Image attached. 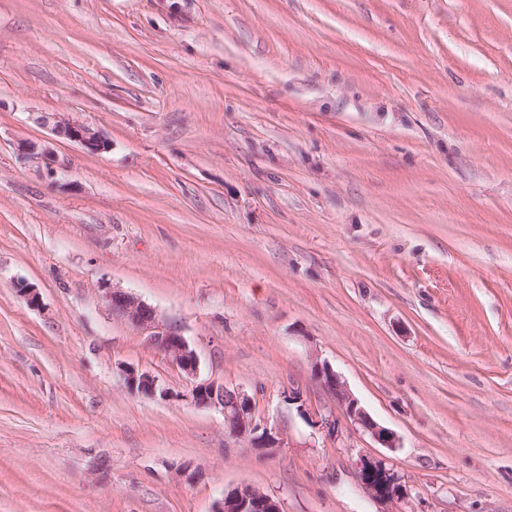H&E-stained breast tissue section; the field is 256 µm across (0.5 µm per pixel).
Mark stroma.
I'll return each mask as SVG.
<instances>
[{
	"instance_id": "1",
	"label": "stroma",
	"mask_w": 512,
	"mask_h": 512,
	"mask_svg": "<svg viewBox=\"0 0 512 512\" xmlns=\"http://www.w3.org/2000/svg\"><path fill=\"white\" fill-rule=\"evenodd\" d=\"M108 287L285 446L182 400ZM317 362L399 436L393 512H512V0H0V512H380ZM37 123L50 128L52 134L80 145L90 154H101L110 148V141L99 128L65 117L57 112H43ZM16 150L18 157L25 163H45L50 160L52 154V150L47 144H37L26 139L17 143ZM112 309L134 326L148 332L150 342L158 353L183 375L196 379L199 359L194 349L174 328L160 323L155 311L133 295L115 288H105L103 295ZM124 382L132 393L140 394L150 399H170L174 397L169 388H164L159 384L155 375L150 371L125 366L121 369ZM213 512H282L277 499L249 485L224 493Z\"/></svg>"
}]
</instances>
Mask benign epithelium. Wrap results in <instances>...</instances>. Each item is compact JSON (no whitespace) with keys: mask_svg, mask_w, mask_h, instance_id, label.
<instances>
[{"mask_svg":"<svg viewBox=\"0 0 512 512\" xmlns=\"http://www.w3.org/2000/svg\"><path fill=\"white\" fill-rule=\"evenodd\" d=\"M37 123L50 128L52 134L80 145L90 154H101L110 148V141L99 128L65 117L57 112H43ZM18 157L25 163H44L52 150L46 144L22 139L16 147ZM108 306L134 326L148 332L150 342L158 353L186 377L195 380L186 394L174 393L159 384L151 372L125 366L121 369L129 391L151 399H170L181 396L197 407L214 408L224 415L228 436L242 439L251 448L273 449L284 444L282 434L255 416L253 398L247 393L216 381H196L199 359L194 349L174 328L160 323L155 311L133 295L115 288L104 289ZM315 376L323 387L342 406L356 427L369 435L380 448L394 452L401 448L400 439L391 429L375 421L361 406L342 377L327 364H315ZM359 484L364 493L378 504L388 506L409 497L402 477L388 465L386 458L361 454L355 461ZM213 512H281L277 499L249 485H241L224 493Z\"/></svg>","mask_w":512,"mask_h":512,"instance_id":"benign-epithelium-1","label":"benign epithelium"}]
</instances>
